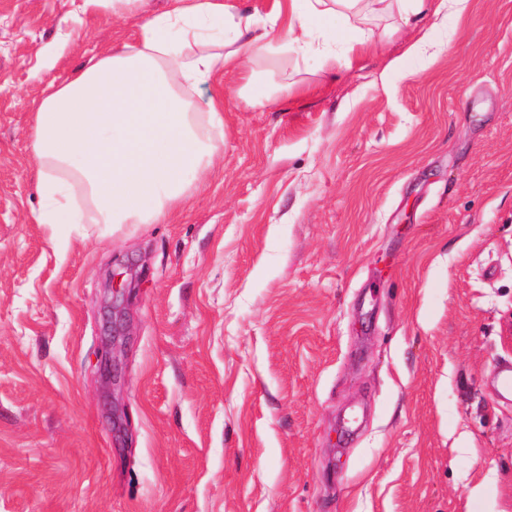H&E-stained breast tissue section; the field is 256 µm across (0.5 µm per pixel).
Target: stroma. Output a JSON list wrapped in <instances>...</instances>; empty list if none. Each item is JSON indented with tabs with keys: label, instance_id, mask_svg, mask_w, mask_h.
Wrapping results in <instances>:
<instances>
[{
	"label": "stroma",
	"instance_id": "35a3bbf8",
	"mask_svg": "<svg viewBox=\"0 0 512 512\" xmlns=\"http://www.w3.org/2000/svg\"><path fill=\"white\" fill-rule=\"evenodd\" d=\"M0 0V512H512V0L445 51L274 56L164 224L52 239L32 104L167 0ZM128 340L104 346L110 271ZM109 351L114 382L95 373Z\"/></svg>",
	"mask_w": 512,
	"mask_h": 512
}]
</instances>
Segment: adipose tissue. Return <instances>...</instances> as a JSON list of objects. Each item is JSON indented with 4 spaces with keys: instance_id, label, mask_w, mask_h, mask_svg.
<instances>
[{
    "instance_id": "1",
    "label": "adipose tissue",
    "mask_w": 512,
    "mask_h": 512,
    "mask_svg": "<svg viewBox=\"0 0 512 512\" xmlns=\"http://www.w3.org/2000/svg\"><path fill=\"white\" fill-rule=\"evenodd\" d=\"M468 0H281L266 21L238 0H168L121 48H107L70 81L49 84L35 101L31 150L39 186L50 202L35 216L59 236L84 235L93 223L120 231L129 224H162L183 207L194 183L210 171L224 141V105L192 111L189 96L213 75H241L240 95L253 106L276 105L284 84L257 89L248 66L276 54L336 58L333 44L366 53L364 27L376 9L397 26L429 20L430 32L394 59L413 69L430 33L462 19ZM76 184L80 199L66 191Z\"/></svg>"
}]
</instances>
